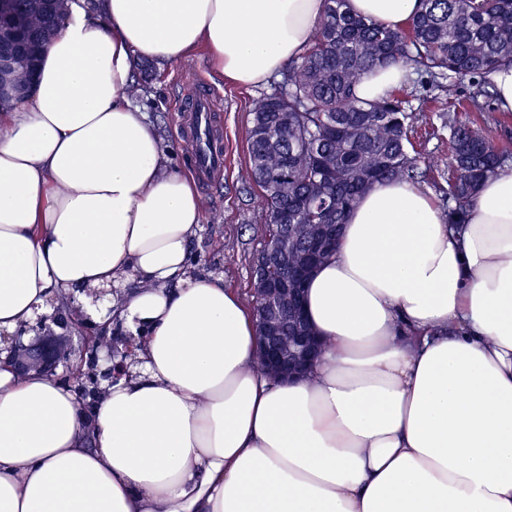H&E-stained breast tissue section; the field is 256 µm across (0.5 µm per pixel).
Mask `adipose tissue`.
Wrapping results in <instances>:
<instances>
[{
  "label": "adipose tissue",
  "instance_id": "obj_1",
  "mask_svg": "<svg viewBox=\"0 0 512 512\" xmlns=\"http://www.w3.org/2000/svg\"><path fill=\"white\" fill-rule=\"evenodd\" d=\"M419 0H348L397 28ZM324 0H69L28 92L0 107V329L51 290L124 289L151 330L95 410L0 368V512H512V168L464 224L384 181L306 288L323 351L257 367L250 308L189 275L203 219L128 87L139 59L206 50L249 88L303 55Z\"/></svg>",
  "mask_w": 512,
  "mask_h": 512
}]
</instances>
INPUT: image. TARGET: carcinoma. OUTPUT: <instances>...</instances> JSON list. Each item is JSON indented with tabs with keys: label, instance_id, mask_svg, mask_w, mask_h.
I'll use <instances>...</instances> for the list:
<instances>
[{
	"label": "carcinoma",
	"instance_id": "1",
	"mask_svg": "<svg viewBox=\"0 0 512 512\" xmlns=\"http://www.w3.org/2000/svg\"><path fill=\"white\" fill-rule=\"evenodd\" d=\"M2 2L22 19L30 48L17 66L32 73L64 0ZM390 64L425 73L430 94L423 102L451 129L448 159L424 158L427 170L448 173V223L466 222L471 198L506 163L487 123L462 124L456 112H493L485 76L512 66V0H420L397 29L353 15L347 0H325L307 50L288 64L274 93L254 101L248 131L245 179L260 190L264 236L288 212L294 262L304 253L307 225H342L374 184L417 176L409 101L393 92L377 101L355 95L370 71Z\"/></svg>",
	"mask_w": 512,
	"mask_h": 512
}]
</instances>
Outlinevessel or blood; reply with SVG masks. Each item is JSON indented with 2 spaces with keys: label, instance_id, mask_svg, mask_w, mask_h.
<instances>
[{
  "label": "vessel or blood",
  "instance_id": "vessel-or-blood-1",
  "mask_svg": "<svg viewBox=\"0 0 512 512\" xmlns=\"http://www.w3.org/2000/svg\"><path fill=\"white\" fill-rule=\"evenodd\" d=\"M213 95L201 90L183 108L182 126L189 137L198 139L201 150L196 157V166L204 182H213L224 171L223 147L209 146V131L214 128L216 114L212 110Z\"/></svg>",
  "mask_w": 512,
  "mask_h": 512
}]
</instances>
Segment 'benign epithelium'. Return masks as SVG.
I'll return each instance as SVG.
<instances>
[{
    "instance_id": "benign-epithelium-1",
    "label": "benign epithelium",
    "mask_w": 512,
    "mask_h": 512,
    "mask_svg": "<svg viewBox=\"0 0 512 512\" xmlns=\"http://www.w3.org/2000/svg\"><path fill=\"white\" fill-rule=\"evenodd\" d=\"M294 225L288 217L280 218L274 242L262 247L255 269L253 313L260 350L258 359L269 375L280 381L304 377L319 356L317 337L306 328L304 286L317 268L320 254L336 237V226H309L311 250L304 262L292 265L277 277L271 271L288 263V236ZM115 288H80L66 302V309L36 313L34 319L18 326L11 334L0 333V364L8 366L16 376L44 374L67 387L79 390L87 375H93L92 391L79 394L83 425L94 422V410L114 383L130 376L129 363L122 354L131 353L145 344V326L136 331L112 325V318L97 321L87 312L112 294ZM79 335L80 356L72 348L46 350L49 337L71 332Z\"/></svg>"
}]
</instances>
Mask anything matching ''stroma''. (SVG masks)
Here are the masks:
<instances>
[{"instance_id":"1","label":"stroma","mask_w":512,"mask_h":512,"mask_svg":"<svg viewBox=\"0 0 512 512\" xmlns=\"http://www.w3.org/2000/svg\"><path fill=\"white\" fill-rule=\"evenodd\" d=\"M136 81L139 92L135 104L157 128L173 163L188 170L193 169L194 161L188 138L177 122L178 109L198 87L215 93V109L222 115L224 177L197 188L204 215L191 244V273L197 278L223 279L226 287L237 289L245 302H252L253 271L263 243L264 224L259 191L245 182L244 175L249 164L250 110L261 88H241L222 81L203 52L163 66L142 61ZM410 139L420 156H444L450 132L438 113L431 112L426 123L416 125Z\"/></svg>"}]
</instances>
